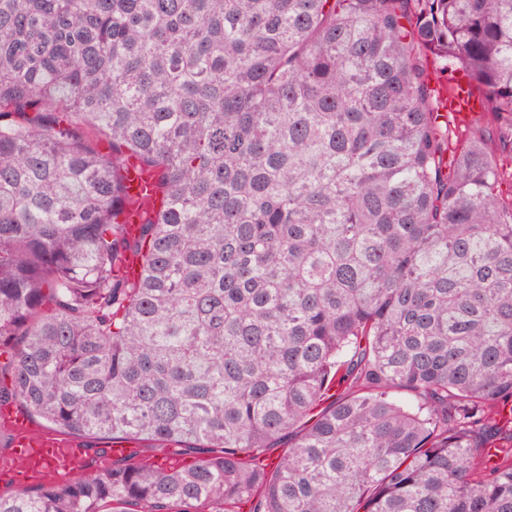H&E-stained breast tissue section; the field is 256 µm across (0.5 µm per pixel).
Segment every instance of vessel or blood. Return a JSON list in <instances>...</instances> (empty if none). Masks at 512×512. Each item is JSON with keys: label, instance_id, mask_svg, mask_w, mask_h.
<instances>
[{"label": "vessel or blood", "instance_id": "b4317fda", "mask_svg": "<svg viewBox=\"0 0 512 512\" xmlns=\"http://www.w3.org/2000/svg\"><path fill=\"white\" fill-rule=\"evenodd\" d=\"M442 101L444 118L459 126L468 124L484 109L483 95L464 77ZM0 421L13 431V450L0 457L1 481L27 486L39 481H64L85 470L89 455L82 440L32 426L28 417L13 407L0 409Z\"/></svg>", "mask_w": 512, "mask_h": 512}]
</instances>
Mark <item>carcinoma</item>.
Instances as JSON below:
<instances>
[{
  "instance_id": "obj_1",
  "label": "carcinoma",
  "mask_w": 512,
  "mask_h": 512,
  "mask_svg": "<svg viewBox=\"0 0 512 512\" xmlns=\"http://www.w3.org/2000/svg\"><path fill=\"white\" fill-rule=\"evenodd\" d=\"M507 177L512 0H0V406L143 443L0 512H512ZM444 119L463 126L479 116L484 109V96L477 92L466 77H461L454 90L442 95Z\"/></svg>"
}]
</instances>
